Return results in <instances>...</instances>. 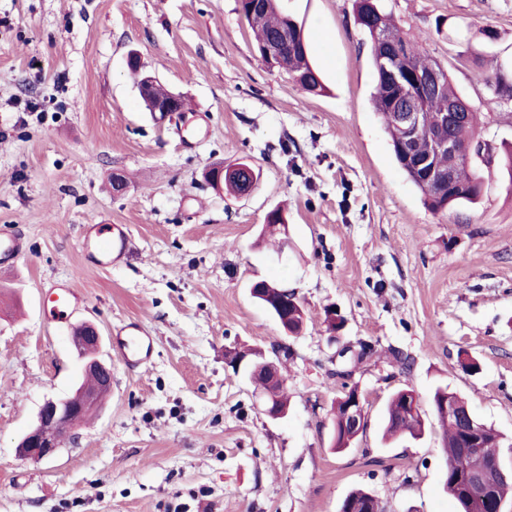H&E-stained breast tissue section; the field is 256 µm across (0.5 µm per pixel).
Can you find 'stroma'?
Masks as SVG:
<instances>
[{
	"mask_svg": "<svg viewBox=\"0 0 512 512\" xmlns=\"http://www.w3.org/2000/svg\"><path fill=\"white\" fill-rule=\"evenodd\" d=\"M380 4L482 113L480 139L512 145V101L489 84L512 73V0ZM279 6L307 33L325 92L265 65L237 0H0V232L22 245L0 266V512H339L356 488L386 512H458L433 389L458 392L512 436V182L497 173L476 203L428 209L373 107L354 0ZM132 52L184 97V115L145 111ZM242 159L260 172L249 196L205 181ZM277 208L288 224L279 253L265 233ZM91 223L127 225L128 257L88 261ZM257 281L295 292L301 334L251 297ZM64 282L81 297L77 320L104 340L141 321L154 350L129 370L104 343L111 392L54 456L33 461L19 440L82 374L72 327L41 310ZM329 310L342 319L333 335ZM362 342L367 363L340 357ZM243 346L288 348L286 418H267L228 365ZM349 367L368 425L337 452L328 410L343 384L335 371ZM402 388L426 430L388 444L384 405Z\"/></svg>",
	"mask_w": 512,
	"mask_h": 512,
	"instance_id": "obj_1",
	"label": "stroma"
}]
</instances>
